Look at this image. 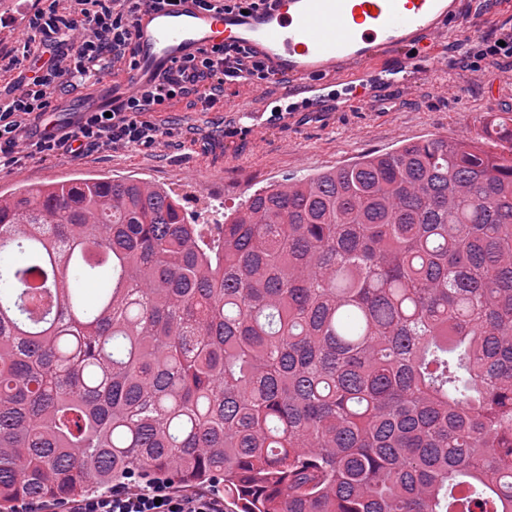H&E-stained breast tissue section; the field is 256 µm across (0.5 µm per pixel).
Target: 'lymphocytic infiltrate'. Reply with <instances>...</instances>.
<instances>
[{
  "instance_id": "obj_1",
  "label": "lymphocytic infiltrate",
  "mask_w": 512,
  "mask_h": 512,
  "mask_svg": "<svg viewBox=\"0 0 512 512\" xmlns=\"http://www.w3.org/2000/svg\"><path fill=\"white\" fill-rule=\"evenodd\" d=\"M142 0H43L28 21L29 35L0 48V71L25 68L8 97H0V165H18L60 154L157 148L166 133L145 120L171 101L194 97L208 109L224 98L226 82L267 85L260 59L237 47H215L190 58L148 87L133 88L111 111L80 113L74 127L35 129L70 89L97 80L108 64H131L132 37ZM68 512H224V501L205 493H181L164 484L119 487L70 502Z\"/></svg>"
}]
</instances>
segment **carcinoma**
I'll list each match as a JSON object with an SVG mask.
<instances>
[{
	"mask_svg": "<svg viewBox=\"0 0 512 512\" xmlns=\"http://www.w3.org/2000/svg\"><path fill=\"white\" fill-rule=\"evenodd\" d=\"M507 124L220 224L138 178L0 195V512L133 474L222 476L240 512H512Z\"/></svg>",
	"mask_w": 512,
	"mask_h": 512,
	"instance_id": "obj_1",
	"label": "carcinoma"
}]
</instances>
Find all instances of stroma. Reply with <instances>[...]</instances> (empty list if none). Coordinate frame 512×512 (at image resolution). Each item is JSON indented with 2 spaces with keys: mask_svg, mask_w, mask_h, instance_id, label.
I'll return each instance as SVG.
<instances>
[{
  "mask_svg": "<svg viewBox=\"0 0 512 512\" xmlns=\"http://www.w3.org/2000/svg\"><path fill=\"white\" fill-rule=\"evenodd\" d=\"M241 97V89H228L221 109L202 112L184 100L179 111L154 114V123L176 131L155 149L123 148L80 159L59 155L0 168V194L82 176H133L172 192L196 223L211 224L217 207L239 204L285 178L311 177L404 142L482 133L512 113V67L470 71L450 65L435 72L432 85L396 89L357 110L289 118L262 113L240 135Z\"/></svg>",
  "mask_w": 512,
  "mask_h": 512,
  "instance_id": "stroma-1",
  "label": "stroma"
}]
</instances>
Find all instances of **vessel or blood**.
<instances>
[{"instance_id": "b4317fda", "label": "vessel or blood", "mask_w": 512, "mask_h": 512, "mask_svg": "<svg viewBox=\"0 0 512 512\" xmlns=\"http://www.w3.org/2000/svg\"><path fill=\"white\" fill-rule=\"evenodd\" d=\"M483 15L479 0H271L246 14L206 11L196 0L146 4L135 27L134 67L113 71L105 85L84 86L62 111L111 108L117 93L221 44L256 52L272 80L297 83L315 107H324L333 85L346 92L341 107H354L381 95L387 75L429 80L449 32Z\"/></svg>"}]
</instances>
